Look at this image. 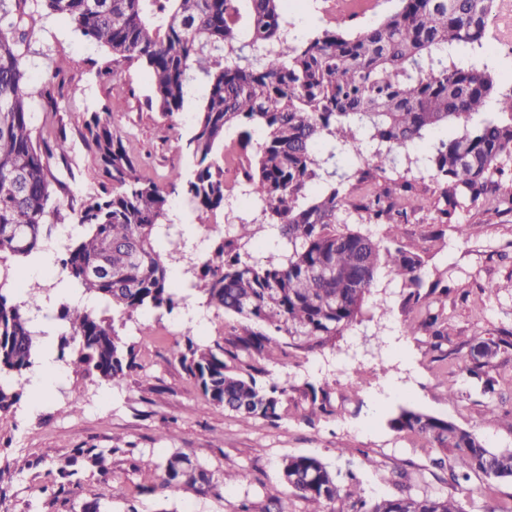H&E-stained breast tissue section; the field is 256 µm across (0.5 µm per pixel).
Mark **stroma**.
Listing matches in <instances>:
<instances>
[{"label": "stroma", "mask_w": 512, "mask_h": 512, "mask_svg": "<svg viewBox=\"0 0 512 512\" xmlns=\"http://www.w3.org/2000/svg\"><path fill=\"white\" fill-rule=\"evenodd\" d=\"M394 7V0H370L365 7L358 0H286L284 5L291 33L307 37L334 25L357 33ZM501 13L483 48L467 62L489 68L499 92L506 94L512 92V72L502 65L512 63V33L502 27L512 26V0H504ZM28 43L27 77L44 91L33 105V124L42 128L53 113L65 124L76 175L71 194L85 193L102 179L79 134L87 111L110 110L112 128L140 160L143 178L162 187L171 168L191 170L185 146L207 93L203 78L193 81L182 109L168 115L151 101L145 66L126 63L105 73L107 52L66 19L43 17ZM58 60L64 63L59 74L54 71ZM72 86L80 88L79 97H68ZM459 130L456 124L439 128L417 146L395 153L398 175L424 201L402 225L398 244L422 256L426 280L441 277L452 288L448 298L430 301L432 311L443 315L440 349H433L429 331L403 334V320L418 322L423 314L409 306L400 282L383 273L361 321L337 343L311 350L285 346L271 356L250 358L266 378L288 381L290 418L244 423L216 412L171 351L189 338L214 344L239 325L238 317L204 306L187 284L211 258L216 242L232 238L235 224L254 221L260 212L239 188L213 212L192 210L182 191H169V216L181 224L186 239L172 263L180 286L178 307L170 314L144 311L127 322L122 334L135 343L139 365L121 386L75 373L62 361L50 397L32 411L27 384H18L20 401L0 414V512H80L84 502L94 500L101 512H236L244 501L252 512H269L266 491L272 486L280 491L281 512H316L281 482L280 463L291 455L317 457L334 472L354 470L367 498L400 492L448 495L459 499L465 512H498L512 502V481L475 477L468 488L455 486L446 471L433 466L425 440L387 424L400 408L410 407L476 431L492 450L512 449V212L464 201L450 223H439L440 184L422 160L434 142ZM460 224L469 227L467 239L456 233ZM383 304L388 314H380ZM489 338L507 344L492 361L497 385L487 396L460 379L458 370L474 342ZM340 346L347 351L341 359L336 356ZM361 370L371 373L362 384L356 381ZM314 392L325 395L329 414L310 415ZM74 400L80 406L76 412L70 409ZM491 401L498 407L494 418L486 413ZM79 448L107 451V468L79 467L71 484L61 485L58 467ZM177 451L191 454L215 475L234 470L240 478L203 496L158 491V466Z\"/></svg>", "instance_id": "1"}]
</instances>
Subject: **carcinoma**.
Listing matches in <instances>:
<instances>
[{
	"label": "carcinoma",
	"instance_id": "cac0c4a2",
	"mask_svg": "<svg viewBox=\"0 0 512 512\" xmlns=\"http://www.w3.org/2000/svg\"><path fill=\"white\" fill-rule=\"evenodd\" d=\"M283 0H0V413L19 401L11 377L35 363L40 339L48 332L32 313L50 297L35 290L23 301L3 293L10 276L7 257L37 259L44 242L58 232L71 145L58 124L34 135L32 104L41 95L25 77L24 53L32 28L45 15L69 20L84 38L103 47L112 63L146 66L153 100L160 111L181 110L196 68L208 94L186 150L194 161L185 174L174 167L171 186L181 185L198 211L224 207V168L212 156L232 127L263 131L257 154L247 158L245 185L261 204L263 219L280 225L281 242L265 262L250 261L244 248L255 236L242 222L231 239L214 249L190 287L208 306L248 322L242 332L208 346L187 338L173 350L187 375L218 412L248 422L288 418V380L262 381L234 372L227 361L269 352L280 340L299 348L337 339L362 315L381 270L410 289L448 296V282L426 283L422 257L397 245L399 219L422 208L413 185L387 177L394 151L444 124L463 131L440 140L427 155L441 179L448 217L460 201H491L512 160V93H497L492 74L465 67L462 50L483 47L498 0H397L380 23L351 35L325 28L313 37L289 36ZM96 155L101 183L73 211L56 264L68 287L92 294L103 313L62 304L53 314L58 359L74 344V370L113 386L136 367L135 344L120 335L126 321L144 310L173 312L178 306L170 267L157 248L172 241L175 224L157 184L142 179L138 162L112 132L110 113L89 112L80 131ZM354 158V175L338 173L337 160ZM61 167L53 172L51 161ZM357 177L362 192L356 208L386 224L376 240L338 223L344 205L340 186ZM324 182L318 196L310 187ZM112 316H106V312ZM258 325L260 329L253 330ZM459 374L495 392L489 363H464ZM390 429L410 433L451 460L456 485L474 476L507 481L512 449L492 451L474 431L429 413L403 408ZM157 488L209 492L212 474L184 452L159 466ZM281 481L319 512H464L461 502L443 496L400 493L368 501L351 471L340 476L316 457L288 456Z\"/></svg>",
	"mask_w": 512,
	"mask_h": 512
}]
</instances>
